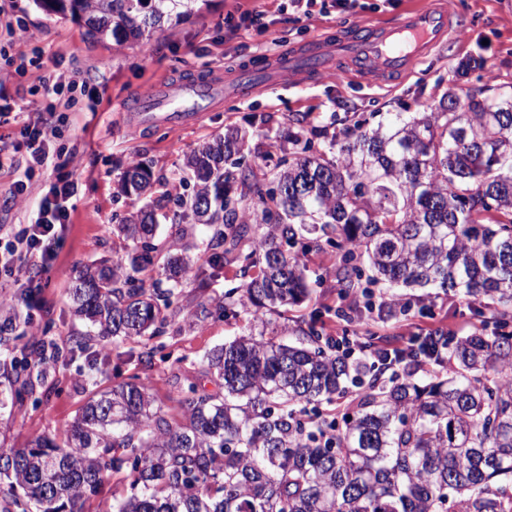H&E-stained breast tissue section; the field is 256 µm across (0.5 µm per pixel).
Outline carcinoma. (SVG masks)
Segmentation results:
<instances>
[{
	"instance_id": "cac0c4a2",
	"label": "carcinoma",
	"mask_w": 512,
	"mask_h": 512,
	"mask_svg": "<svg viewBox=\"0 0 512 512\" xmlns=\"http://www.w3.org/2000/svg\"><path fill=\"white\" fill-rule=\"evenodd\" d=\"M35 2L99 42L139 38L200 0H153L148 12L147 0ZM454 97L372 129L346 118L328 152L288 133L290 159L266 192L244 164L246 131L229 128L187 156L194 190L176 198L210 226L206 263L241 278L224 314L266 329L267 313L310 296L307 255L334 247L338 297L359 315L374 294L399 300L397 288L451 292L483 314L463 339L439 329L411 338L416 358L451 348L454 369L422 380L410 364L386 380L322 343L316 311L296 345L249 334L210 351L221 392L191 389L175 415L154 407L147 384L121 382L81 407L63 443L0 446V512H84L124 463L128 488L110 512H512V91H468L463 112L448 111ZM150 179L136 161L118 192L139 196ZM233 182L244 188L236 198ZM159 208L117 225L125 259L79 272L74 313L96 334L69 337L70 352L93 357L100 341L176 321L170 296L190 259H156ZM56 351L34 337L12 356L0 410L44 386Z\"/></svg>"
}]
</instances>
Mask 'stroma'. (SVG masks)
Listing matches in <instances>:
<instances>
[{"mask_svg": "<svg viewBox=\"0 0 512 512\" xmlns=\"http://www.w3.org/2000/svg\"><path fill=\"white\" fill-rule=\"evenodd\" d=\"M283 0H206L190 17L164 23L162 28L123 44L86 39L81 23L37 7L34 0H0L8 17L21 19L19 45L9 58L0 57V94L12 110L29 117L40 108L29 89L36 70L20 74L12 64L19 52L41 47L47 67L65 77L86 80L98 98L96 112L79 113L77 122L66 123L53 140L54 150L68 158L65 167L45 166L30 181L26 192L8 200L7 190L14 176L0 172V225L23 228L34 217L52 184L65 178L78 189L69 202L71 212L57 256L42 272L41 290L29 294L22 275L0 273V322L13 319V335L37 336L54 341L64 354L48 379L50 394L34 392L12 410L0 414V445L21 448L46 433L62 434L79 409L94 393L119 382L149 379L158 406L171 407L172 397L188 386L214 393L218 386L203 369V357L214 346L244 333L247 322L225 315L218 303L229 283L224 268L207 269V285L199 287L194 274H186L183 288L172 296V307L187 318L198 301L208 303V316L193 328L168 326L158 337L126 342H103L106 364L93 365L84 356L67 354V339L88 327L74 314L70 290L84 266L103 258L124 256V242L114 226L137 207L136 201L118 195V181L132 161H148L153 172L152 198L184 193L182 184L187 154L203 142L234 126L248 133L247 162L253 168L269 170L281 156L272 147L273 137L285 134L290 121H299L315 149L329 147L323 129L334 117H360L368 127L384 122L392 112H419L437 104L450 85L462 91L498 90L512 86V0H449L450 9L468 26L465 40L448 43L415 72L392 85L368 87L355 79L318 78L288 82L260 91L245 100L231 99L223 106L201 113L188 125H151L129 133L122 107L137 92L173 75L214 68H232L245 61L261 59L312 40L349 30L363 23L392 22L408 8L423 0H359L351 11L339 13L312 10L303 16L283 7ZM264 11L262 24L230 27L228 13ZM160 218L155 244L186 250L192 260L208 252V238L202 226L179 218L175 203H167ZM336 261L335 249L312 255V275L322 276L310 301L271 317L279 340L298 339L299 321L309 320L316 308H323L325 335L336 333L334 309L339 300L328 269ZM424 313H411L402 322L382 321L370 316L358 324V331L371 330L392 336H409L438 327L456 329L478 326L481 318L465 301L451 296L431 297ZM151 352L150 361L139 358Z\"/></svg>", "mask_w": 512, "mask_h": 512, "instance_id": "35a3bbf8", "label": "stroma"}]
</instances>
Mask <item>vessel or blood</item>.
<instances>
[{
	"instance_id": "obj_1",
	"label": "vessel or blood",
	"mask_w": 512,
	"mask_h": 512,
	"mask_svg": "<svg viewBox=\"0 0 512 512\" xmlns=\"http://www.w3.org/2000/svg\"><path fill=\"white\" fill-rule=\"evenodd\" d=\"M465 34L447 0H430L393 24L359 25L334 38L289 49L272 62L246 63L221 78L201 73L157 84L137 93L139 110L131 116L129 130L137 132L153 121L185 125L223 98L266 90L287 79L336 75L372 83L402 77L431 52Z\"/></svg>"
}]
</instances>
